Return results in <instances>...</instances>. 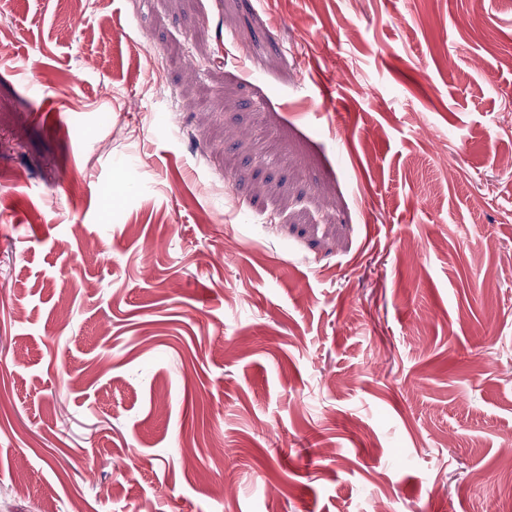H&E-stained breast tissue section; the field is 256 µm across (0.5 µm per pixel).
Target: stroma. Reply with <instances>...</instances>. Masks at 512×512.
I'll return each mask as SVG.
<instances>
[{
    "instance_id": "obj_1",
    "label": "stroma",
    "mask_w": 512,
    "mask_h": 512,
    "mask_svg": "<svg viewBox=\"0 0 512 512\" xmlns=\"http://www.w3.org/2000/svg\"><path fill=\"white\" fill-rule=\"evenodd\" d=\"M471 11L0 0V512H512V0Z\"/></svg>"
}]
</instances>
